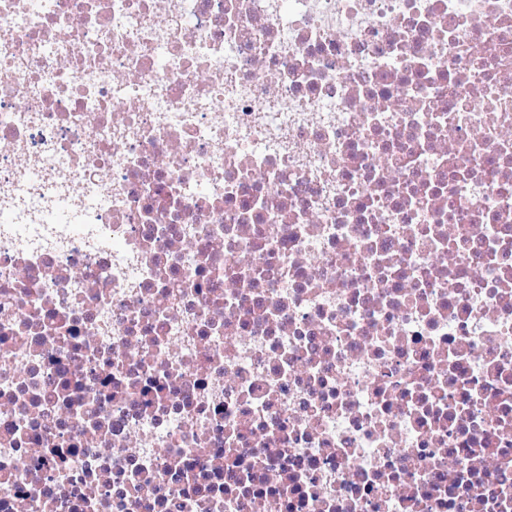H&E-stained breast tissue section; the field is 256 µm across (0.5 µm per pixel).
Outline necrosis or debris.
<instances>
[{"label":"necrosis or debris","instance_id":"4bbe7bcc","mask_svg":"<svg viewBox=\"0 0 512 512\" xmlns=\"http://www.w3.org/2000/svg\"><path fill=\"white\" fill-rule=\"evenodd\" d=\"M0 512H512V0H0Z\"/></svg>","mask_w":512,"mask_h":512}]
</instances>
